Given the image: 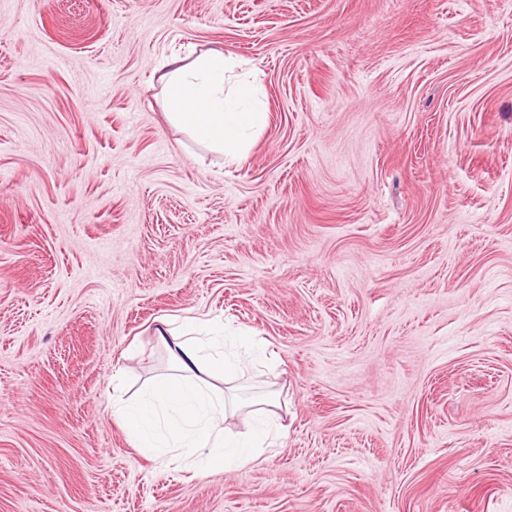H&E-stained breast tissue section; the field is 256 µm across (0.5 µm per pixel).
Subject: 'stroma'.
<instances>
[{
    "label": "stroma",
    "mask_w": 512,
    "mask_h": 512,
    "mask_svg": "<svg viewBox=\"0 0 512 512\" xmlns=\"http://www.w3.org/2000/svg\"><path fill=\"white\" fill-rule=\"evenodd\" d=\"M210 46L233 165L166 116ZM165 316L265 343L280 447H134ZM0 512H512V0H0ZM235 67V60L219 48L161 63L171 118L232 162L241 160L248 135L267 121L256 78L225 91V76Z\"/></svg>",
    "instance_id": "35a3bbf8"
}]
</instances>
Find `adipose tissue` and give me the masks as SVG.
<instances>
[{
  "mask_svg": "<svg viewBox=\"0 0 512 512\" xmlns=\"http://www.w3.org/2000/svg\"><path fill=\"white\" fill-rule=\"evenodd\" d=\"M235 66L219 48L161 64L171 118L232 162L241 160L248 135L267 121L255 81L225 88V76ZM205 328L206 335L185 336L161 319L156 337L169 351L175 374L154 381L136 401L114 403L136 448L162 462L179 463L195 476L247 468L276 447L281 428L278 398L269 393L252 403L248 437L226 431L228 402L214 384L238 377L242 359L225 352L221 323L210 321Z\"/></svg>",
  "mask_w": 512,
  "mask_h": 512,
  "instance_id": "1",
  "label": "adipose tissue"
}]
</instances>
